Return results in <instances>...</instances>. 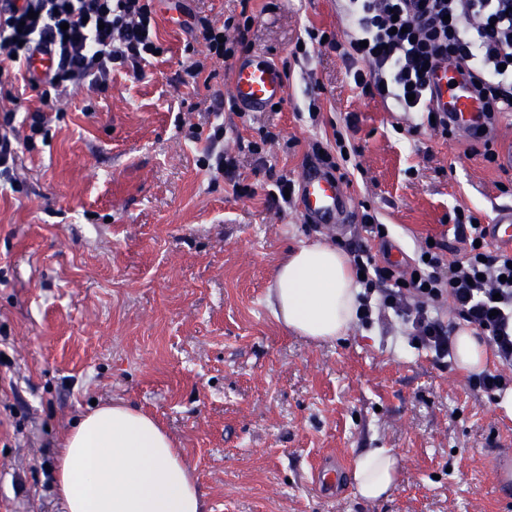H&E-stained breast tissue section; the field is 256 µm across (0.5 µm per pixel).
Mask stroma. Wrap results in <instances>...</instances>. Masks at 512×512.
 I'll return each mask as SVG.
<instances>
[{
  "label": "stroma",
  "mask_w": 512,
  "mask_h": 512,
  "mask_svg": "<svg viewBox=\"0 0 512 512\" xmlns=\"http://www.w3.org/2000/svg\"><path fill=\"white\" fill-rule=\"evenodd\" d=\"M164 52L140 78L102 94L77 87L51 105L0 76L21 112L48 111L46 140L20 148L21 192L0 187V512H63L55 454L93 403L122 399L154 414L186 457L207 512H512L496 475L512 454V418L456 364L412 345L396 319L355 325L333 344L285 333L265 303L285 249L347 248L370 207L389 228L377 257H414L426 238L458 247L462 206L488 223L505 175L469 143L407 129L417 116L355 88L329 46L295 55L308 29L342 35L343 0H155ZM254 15L251 51L286 69L278 108L225 112L224 149L255 189L241 197L204 167L207 112L230 97L232 70L206 65L190 27ZM316 104L317 120L308 117ZM353 150L341 224L305 222L267 193L320 166L314 142ZM264 141L265 164L238 140ZM399 459L391 494L319 490L329 458Z\"/></svg>",
  "instance_id": "stroma-1"
}]
</instances>
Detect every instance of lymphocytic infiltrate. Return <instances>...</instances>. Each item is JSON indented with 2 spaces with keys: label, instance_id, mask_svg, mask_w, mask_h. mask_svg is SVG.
<instances>
[{
  "label": "lymphocytic infiltrate",
  "instance_id": "f902f5d3",
  "mask_svg": "<svg viewBox=\"0 0 512 512\" xmlns=\"http://www.w3.org/2000/svg\"><path fill=\"white\" fill-rule=\"evenodd\" d=\"M154 0H0V72L40 91L44 102L74 86L105 92L115 71L137 75L161 45L156 35ZM345 41L308 31L310 42H326L357 62L356 88L370 98L392 101L400 112L417 113L410 134L428 128L451 135L450 117L430 106V76L442 62L455 64L477 83L484 102L485 127L512 120V0H347ZM251 20L225 30L200 21L195 38L209 59L233 60L249 46ZM54 56L42 78L21 67L35 50ZM454 235L463 250L446 259L438 241L421 248L407 266L379 262L369 242L384 238L385 227L363 210V231L349 246L358 272V318L394 314L409 328L411 340L436 356L452 352L451 325L437 314L450 299L458 316L486 337L499 363L512 368V252L492 248L485 225L471 211L456 208Z\"/></svg>",
  "mask_w": 512,
  "mask_h": 512
}]
</instances>
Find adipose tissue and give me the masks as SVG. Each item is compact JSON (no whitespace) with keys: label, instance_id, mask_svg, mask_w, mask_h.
<instances>
[{"label":"adipose tissue","instance_id":"obj_1","mask_svg":"<svg viewBox=\"0 0 512 512\" xmlns=\"http://www.w3.org/2000/svg\"><path fill=\"white\" fill-rule=\"evenodd\" d=\"M358 293L346 252L317 240L283 254L267 302L285 332L331 343L356 323ZM453 344L459 367L485 368L491 352L472 329L457 328ZM398 475L388 449L371 448L355 459V490L365 500L387 496ZM54 487L65 512H206L192 470L162 423L122 400L73 425L55 458Z\"/></svg>","mask_w":512,"mask_h":512}]
</instances>
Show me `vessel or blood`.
I'll return each instance as SVG.
<instances>
[{"mask_svg":"<svg viewBox=\"0 0 512 512\" xmlns=\"http://www.w3.org/2000/svg\"><path fill=\"white\" fill-rule=\"evenodd\" d=\"M233 93L241 109L258 112L267 105L284 100L288 86L281 68L260 56L238 60L232 74ZM431 104L450 113L460 134L472 135L483 110V103L471 81L455 68L441 66L433 82ZM299 201L304 218L313 224L336 223L347 212L348 196L338 178L313 167L299 181ZM492 241L512 244V206L494 210L488 226Z\"/></svg>","mask_w":512,"mask_h":512,"instance_id":"1","label":"vessel or blood"}]
</instances>
